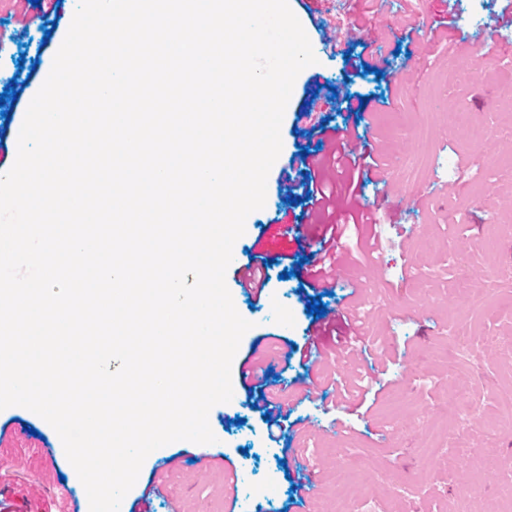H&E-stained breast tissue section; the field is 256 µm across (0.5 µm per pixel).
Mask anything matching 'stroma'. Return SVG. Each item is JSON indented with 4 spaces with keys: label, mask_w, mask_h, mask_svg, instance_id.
<instances>
[{
    "label": "stroma",
    "mask_w": 512,
    "mask_h": 512,
    "mask_svg": "<svg viewBox=\"0 0 512 512\" xmlns=\"http://www.w3.org/2000/svg\"><path fill=\"white\" fill-rule=\"evenodd\" d=\"M78 5L58 0H0V80L27 73L13 107L0 117V173L13 165L28 107L47 79ZM316 64L296 77L281 124L282 150L267 178L263 209L249 214L233 246L266 254L274 278L252 304L226 274L238 313L250 322L233 367L260 353V383L276 392L293 425L271 442L249 392L233 381L230 402L213 406L210 449L224 465L195 463L196 443L176 441L145 459L119 512H512V54L495 82L441 92L448 65L477 61L488 39L512 36L498 14L503 0H289ZM339 32L329 45V32ZM384 54L382 75L361 62ZM339 95L328 99L330 88ZM365 97L348 111L345 94ZM464 104L482 144L449 128L446 108ZM327 126L340 139L361 137L384 152L381 178L364 183V203L381 219L378 259L357 244L365 227L338 248L336 288L327 310L370 312L363 333L346 323L327 335L320 363L295 352L311 318L294 275L300 259L286 225L307 227L302 204L278 186L295 150L293 129ZM424 148L413 165L400 163ZM292 276L281 279L283 271ZM240 424H233V417ZM55 429L33 411L0 410V512H90L86 490ZM54 458H47V449ZM295 460L280 469L276 456ZM313 484L292 494L291 479ZM163 483L162 493L145 489ZM67 496H60L59 487Z\"/></svg>",
    "instance_id": "obj_1"
}]
</instances>
